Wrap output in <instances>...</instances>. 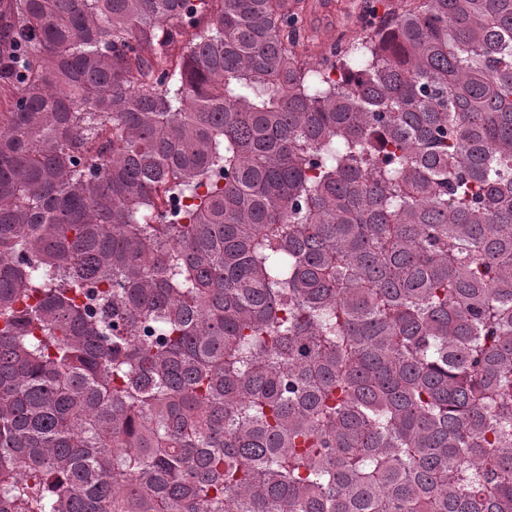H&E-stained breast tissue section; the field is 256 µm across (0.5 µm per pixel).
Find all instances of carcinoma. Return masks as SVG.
<instances>
[{"label": "carcinoma", "mask_w": 512, "mask_h": 512, "mask_svg": "<svg viewBox=\"0 0 512 512\" xmlns=\"http://www.w3.org/2000/svg\"><path fill=\"white\" fill-rule=\"evenodd\" d=\"M306 9L6 0L0 512H512V0ZM314 5L303 20L301 42L304 37L317 35L321 42L315 52L326 50L332 43L336 31L344 30L355 38L366 25L375 20H384L399 11L402 0H309ZM300 42V43H301Z\"/></svg>", "instance_id": "obj_1"}]
</instances>
